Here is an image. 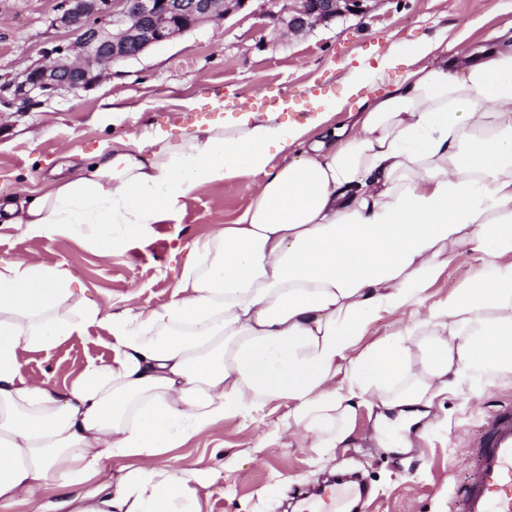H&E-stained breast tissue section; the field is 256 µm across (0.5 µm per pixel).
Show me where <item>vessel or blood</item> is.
Here are the masks:
<instances>
[{"label": "vessel or blood", "mask_w": 512, "mask_h": 512, "mask_svg": "<svg viewBox=\"0 0 512 512\" xmlns=\"http://www.w3.org/2000/svg\"><path fill=\"white\" fill-rule=\"evenodd\" d=\"M468 469V482L456 489L461 512H512L511 405L489 415Z\"/></svg>", "instance_id": "b4317fda"}]
</instances>
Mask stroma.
<instances>
[{
	"mask_svg": "<svg viewBox=\"0 0 512 512\" xmlns=\"http://www.w3.org/2000/svg\"><path fill=\"white\" fill-rule=\"evenodd\" d=\"M60 0H0V76L22 71L63 34L50 26ZM485 18L474 24L475 0H382L373 10L336 18L297 36L272 29L263 0L230 17L208 21L135 60L114 65L88 90L63 91L26 112L0 110V199L40 196L58 179L75 178L100 149L117 146L159 126L172 137L216 118L214 102L266 112L305 91L340 94L353 68L376 64L392 44L444 32L467 31L474 47L512 25V0H485ZM250 203L244 182L204 184L184 211L150 225L145 236L113 253L69 235L26 238L0 223V258L41 257L69 269L81 295L103 312L128 307L131 287L139 306L168 302L193 242L234 222ZM482 267L462 255L424 293L438 304L471 283ZM413 309L382 311L353 348L362 353L385 338L414 329ZM90 340L70 339L25 358V374L64 390L88 360L110 358L99 328ZM512 405V374H477L436 398L428 416L392 433L376 415L358 409L347 447L320 455L305 432L285 434L257 447L261 430L283 423L286 406L270 405L255 422L227 419L182 447L167 451L175 468L209 483L204 512H291L298 490L322 485L337 473L368 487L364 512H460L452 491L467 473L466 458L486 417Z\"/></svg>",
	"mask_w": 512,
	"mask_h": 512,
	"instance_id": "1",
	"label": "stroma"
}]
</instances>
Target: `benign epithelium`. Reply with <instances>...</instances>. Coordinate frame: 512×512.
Segmentation results:
<instances>
[{
	"label": "benign epithelium",
	"instance_id": "obj_1",
	"mask_svg": "<svg viewBox=\"0 0 512 512\" xmlns=\"http://www.w3.org/2000/svg\"><path fill=\"white\" fill-rule=\"evenodd\" d=\"M249 0H61L51 21L70 35L44 50V58L0 82V107L25 112L39 97L86 90L112 65L137 59L148 49L206 21L225 19ZM269 12L274 28L300 34L338 17L365 13L383 0H283Z\"/></svg>",
	"mask_w": 512,
	"mask_h": 512
}]
</instances>
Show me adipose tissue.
<instances>
[{
    "label": "adipose tissue",
    "instance_id": "1",
    "mask_svg": "<svg viewBox=\"0 0 512 512\" xmlns=\"http://www.w3.org/2000/svg\"><path fill=\"white\" fill-rule=\"evenodd\" d=\"M399 67L395 89L326 130ZM294 106L241 107L173 144L156 127L154 151L112 149L30 202L0 203L21 235L111 252L200 185L244 180L251 194L150 310L73 311L63 265L0 258V512L21 490L48 512V487L90 481L60 512H202L203 479L162 455L224 420L284 401L285 427L324 453L352 435L359 407L427 406L464 372L512 373V38L401 42L354 68L340 96L312 100L304 122L281 121ZM467 253L488 257L471 285L349 359L381 311L418 304ZM95 324L112 356L65 391L24 374L25 354ZM113 458L132 464L111 477Z\"/></svg>",
    "mask_w": 512,
    "mask_h": 512
}]
</instances>
